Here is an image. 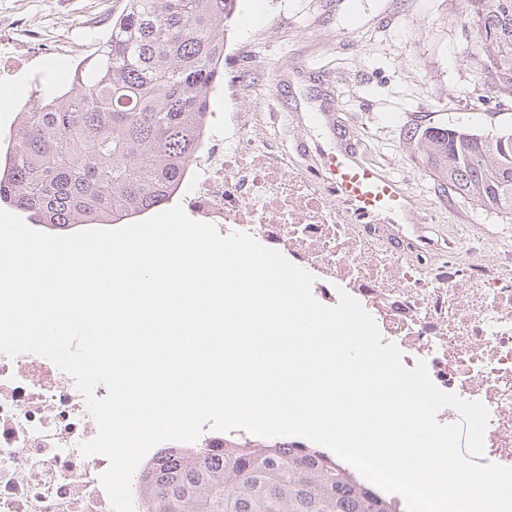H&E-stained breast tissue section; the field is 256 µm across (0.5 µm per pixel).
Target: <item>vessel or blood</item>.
Returning a JSON list of instances; mask_svg holds the SVG:
<instances>
[{"label":"vessel or blood","mask_w":512,"mask_h":512,"mask_svg":"<svg viewBox=\"0 0 512 512\" xmlns=\"http://www.w3.org/2000/svg\"><path fill=\"white\" fill-rule=\"evenodd\" d=\"M323 166L332 193L352 206L356 218H389L408 211L411 199L403 183L360 158L357 147L324 154Z\"/></svg>","instance_id":"obj_1"}]
</instances>
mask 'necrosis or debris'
I'll return each mask as SVG.
<instances>
[{"instance_id":"obj_1","label":"necrosis or debris","mask_w":512,"mask_h":512,"mask_svg":"<svg viewBox=\"0 0 512 512\" xmlns=\"http://www.w3.org/2000/svg\"><path fill=\"white\" fill-rule=\"evenodd\" d=\"M185 178L197 220L221 235L251 234L314 275L324 305L346 291L398 345L406 367L425 360L442 391L489 409L487 461L512 466V250L486 261L427 260L418 244L393 249L388 227L356 224L332 207L322 181L302 175L272 142L261 115L224 98ZM97 425L73 379L49 360L0 354V512H111L101 483L109 461L83 456Z\"/></svg>"}]
</instances>
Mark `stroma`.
Listing matches in <instances>:
<instances>
[{
  "instance_id": "1",
  "label": "stroma",
  "mask_w": 512,
  "mask_h": 512,
  "mask_svg": "<svg viewBox=\"0 0 512 512\" xmlns=\"http://www.w3.org/2000/svg\"><path fill=\"white\" fill-rule=\"evenodd\" d=\"M123 0H0V150L14 146L19 110L39 91L71 88L110 15ZM225 39L232 47L209 98L212 127L224 123V91L240 85L247 109L264 113L279 148L310 166L344 141L401 180L412 200L405 231L438 248L468 244L482 225L512 246V213L458 194L418 162L406 140L413 124L512 129V100L488 92L463 0H239Z\"/></svg>"
}]
</instances>
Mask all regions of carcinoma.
<instances>
[{
	"label": "carcinoma",
	"mask_w": 512,
	"mask_h": 512,
	"mask_svg": "<svg viewBox=\"0 0 512 512\" xmlns=\"http://www.w3.org/2000/svg\"><path fill=\"white\" fill-rule=\"evenodd\" d=\"M481 78L512 98V0H468ZM238 0H125L78 93L50 91L19 113L0 160V202L69 232L133 221L167 203L209 123ZM423 167L481 206L512 213V130L417 124ZM142 512H398L326 451L226 438L224 449L166 448L136 476Z\"/></svg>",
	"instance_id": "obj_1"
}]
</instances>
